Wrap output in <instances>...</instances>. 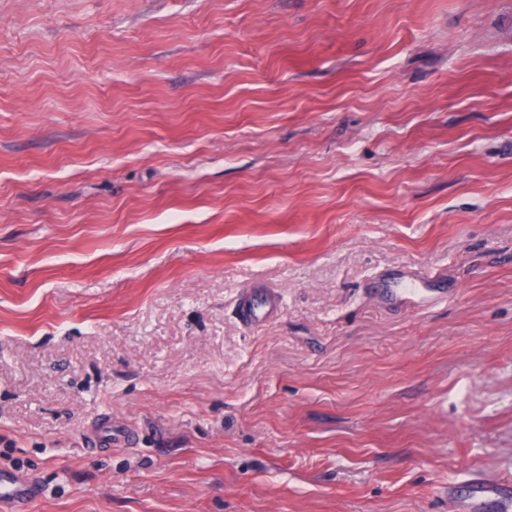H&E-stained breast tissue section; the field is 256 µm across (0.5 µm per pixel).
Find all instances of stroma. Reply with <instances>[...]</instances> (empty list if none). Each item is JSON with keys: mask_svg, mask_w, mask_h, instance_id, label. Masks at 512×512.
Returning a JSON list of instances; mask_svg holds the SVG:
<instances>
[{"mask_svg": "<svg viewBox=\"0 0 512 512\" xmlns=\"http://www.w3.org/2000/svg\"><path fill=\"white\" fill-rule=\"evenodd\" d=\"M0 468L34 512L512 480V0H0ZM280 303L276 295L266 290H254L244 295L238 304L240 321L248 327H256L278 315ZM98 442L103 446H112V442H121L124 445L131 444L136 441V435L134 432L126 429L119 430L117 427L112 425V419L104 422L94 431Z\"/></svg>", "mask_w": 512, "mask_h": 512, "instance_id": "35a3bbf8", "label": "stroma"}]
</instances>
